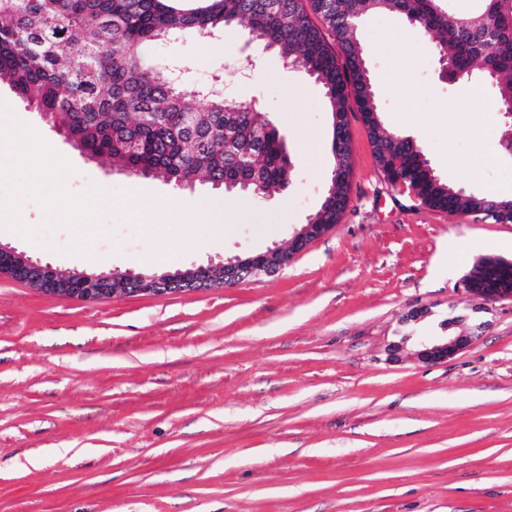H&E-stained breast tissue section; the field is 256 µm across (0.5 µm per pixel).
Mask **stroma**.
<instances>
[{"mask_svg": "<svg viewBox=\"0 0 512 512\" xmlns=\"http://www.w3.org/2000/svg\"><path fill=\"white\" fill-rule=\"evenodd\" d=\"M362 48L385 132L415 139L449 186L512 197L489 83L448 84L434 40L396 14L370 16ZM242 52L254 65L228 92L278 129L295 165L286 189L255 202L128 177L1 83L0 139L26 126L35 143L0 171V213L29 222L0 244L106 273L286 245L335 166L322 87L242 27L178 35L154 56L203 85ZM349 131L340 222L274 274L96 302L0 275V512H512V298L481 305L463 289L479 258L512 261V224L410 201L359 115ZM46 153L64 160L40 179ZM219 206L217 236L194 216ZM454 316L483 324L480 339L418 360L416 337H443Z\"/></svg>", "mask_w": 512, "mask_h": 512, "instance_id": "1", "label": "stroma"}]
</instances>
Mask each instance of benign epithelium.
I'll return each instance as SVG.
<instances>
[{
	"instance_id": "benign-epithelium-1",
	"label": "benign epithelium",
	"mask_w": 512,
	"mask_h": 512,
	"mask_svg": "<svg viewBox=\"0 0 512 512\" xmlns=\"http://www.w3.org/2000/svg\"><path fill=\"white\" fill-rule=\"evenodd\" d=\"M332 228L333 225L319 224L311 217L307 223L294 230L286 250L276 246L256 255H236L216 265H200L184 271L167 272L161 276H146L130 270L114 271L110 275L85 270L60 271L12 247L0 244V274H7L42 292L76 301H96L129 293L168 294L186 288L235 284L237 273L241 270L255 277L269 274L288 265L311 240L323 236ZM464 289L473 298L481 301L512 298L510 287L483 291L466 285ZM447 329L451 330V333L440 340L419 339L417 358L421 362H445L469 347L478 337V327L469 325L464 317L448 321Z\"/></svg>"
}]
</instances>
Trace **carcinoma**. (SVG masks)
<instances>
[{
	"label": "carcinoma",
	"mask_w": 512,
	"mask_h": 512,
	"mask_svg": "<svg viewBox=\"0 0 512 512\" xmlns=\"http://www.w3.org/2000/svg\"><path fill=\"white\" fill-rule=\"evenodd\" d=\"M182 0H0V82L39 112L84 134L95 158L108 157L123 169L137 167L144 178L183 188L228 177L249 180L231 192L254 199L285 188L293 170L284 146L270 137L256 142L251 107L232 97L211 95L198 106L193 87L155 67L149 48L176 33L209 34L243 26L249 34L303 66L319 82L329 112H375L370 75L359 65L364 24L370 15H401L437 41L458 81L478 77L494 88L498 109L512 103V0H478L469 13L453 12L452 0H200L185 9ZM197 118L194 134L183 118ZM237 133L249 151L248 167L231 166L224 156L223 130ZM335 154L345 175L333 183L332 204L316 212L320 222L341 219L349 201L348 135ZM374 150L380 171L419 205L457 214L496 211L512 220V198L466 193L445 183L423 150L403 138L384 139ZM479 258L465 276L472 288L484 282Z\"/></svg>",
	"instance_id": "carcinoma-1"
}]
</instances>
